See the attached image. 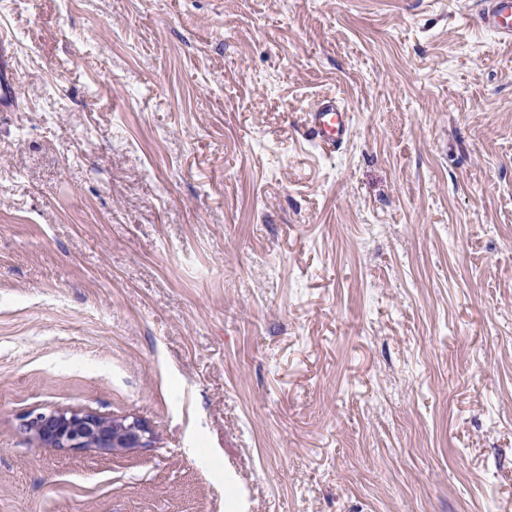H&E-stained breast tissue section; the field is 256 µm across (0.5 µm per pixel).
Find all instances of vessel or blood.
<instances>
[{"mask_svg": "<svg viewBox=\"0 0 512 512\" xmlns=\"http://www.w3.org/2000/svg\"><path fill=\"white\" fill-rule=\"evenodd\" d=\"M477 25L499 40L512 42V0H478ZM13 38L9 31L0 29V104L18 97V81L13 72ZM351 113L337 95L319 99L307 112L303 137L324 153H335L348 139L351 131Z\"/></svg>", "mask_w": 512, "mask_h": 512, "instance_id": "b4317fda", "label": "vessel or blood"}]
</instances>
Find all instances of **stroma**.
I'll use <instances>...</instances> for the list:
<instances>
[{
  "label": "stroma",
  "mask_w": 512,
  "mask_h": 512,
  "mask_svg": "<svg viewBox=\"0 0 512 512\" xmlns=\"http://www.w3.org/2000/svg\"><path fill=\"white\" fill-rule=\"evenodd\" d=\"M0 512H512V42L471 0H0ZM343 99L323 155L305 112ZM150 424L122 457L25 413ZM13 38L9 31L0 29V104L15 101L18 97V81L13 72ZM351 113L336 94L319 99L306 113L303 137L323 153H335L348 139Z\"/></svg>",
  "instance_id": "1"
}]
</instances>
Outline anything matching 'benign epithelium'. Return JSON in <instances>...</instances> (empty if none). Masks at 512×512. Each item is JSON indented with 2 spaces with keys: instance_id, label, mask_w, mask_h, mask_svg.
Listing matches in <instances>:
<instances>
[{
  "instance_id": "obj_1",
  "label": "benign epithelium",
  "mask_w": 512,
  "mask_h": 512,
  "mask_svg": "<svg viewBox=\"0 0 512 512\" xmlns=\"http://www.w3.org/2000/svg\"><path fill=\"white\" fill-rule=\"evenodd\" d=\"M22 429L41 446L90 449L104 456L155 447L151 427L132 416L109 417L92 411L53 409L26 414Z\"/></svg>"
}]
</instances>
